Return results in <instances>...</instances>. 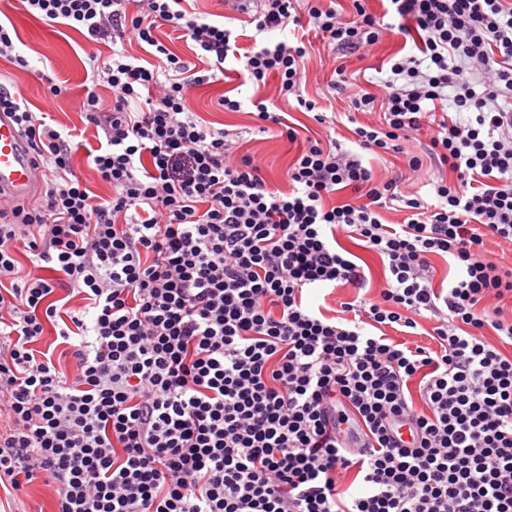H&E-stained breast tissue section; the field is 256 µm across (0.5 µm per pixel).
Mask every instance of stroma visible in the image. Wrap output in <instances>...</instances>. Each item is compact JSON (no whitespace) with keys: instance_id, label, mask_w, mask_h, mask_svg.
Returning a JSON list of instances; mask_svg holds the SVG:
<instances>
[{"instance_id":"stroma-1","label":"stroma","mask_w":512,"mask_h":512,"mask_svg":"<svg viewBox=\"0 0 512 512\" xmlns=\"http://www.w3.org/2000/svg\"><path fill=\"white\" fill-rule=\"evenodd\" d=\"M0 12L10 19L21 41L19 49L30 62L22 69L10 61L0 58V86L19 89L35 112L50 113L62 127L72 131L76 146L73 150V165L91 190L101 197H109L112 188L101 181L86 161L89 150L98 145L95 128L89 124L80 110L89 83L86 79V60L91 47L85 37L77 31L45 24L22 9L19 0H0ZM403 37L390 33L364 54H352L346 59L347 74L351 83L362 84L364 78L377 76L388 70L391 58L401 49ZM332 50L323 42H315L306 63V84L302 91L314 97L325 112L335 113V137L344 147H351L352 135L347 93L331 90L329 82L332 66L329 59ZM61 84L63 94L50 96L48 82ZM241 101L259 97L265 99L271 109L291 115L294 123L306 127L309 132H318V125L307 114L299 112L294 102L279 93L277 78H268L261 87L241 84L236 71L227 70L224 80L206 83L193 91V110L204 121L240 132L242 151L262 157L266 164L268 185L274 190L286 189V171L294 153L285 141L276 134L255 135L250 131L252 118L248 112H225L217 108L216 101L222 96Z\"/></svg>"}]
</instances>
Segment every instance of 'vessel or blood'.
Instances as JSON below:
<instances>
[{"mask_svg":"<svg viewBox=\"0 0 512 512\" xmlns=\"http://www.w3.org/2000/svg\"><path fill=\"white\" fill-rule=\"evenodd\" d=\"M42 179L19 129L0 115V202L29 197Z\"/></svg>","mask_w":512,"mask_h":512,"instance_id":"obj_1","label":"vessel or blood"}]
</instances>
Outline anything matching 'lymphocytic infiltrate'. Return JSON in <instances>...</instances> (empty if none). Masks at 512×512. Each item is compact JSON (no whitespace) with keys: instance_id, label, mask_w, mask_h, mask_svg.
Masks as SVG:
<instances>
[{"instance_id":"obj_1","label":"lymphocytic infiltrate","mask_w":512,"mask_h":512,"mask_svg":"<svg viewBox=\"0 0 512 512\" xmlns=\"http://www.w3.org/2000/svg\"><path fill=\"white\" fill-rule=\"evenodd\" d=\"M19 2L113 48L88 56L111 104L82 102L101 132L87 164L112 195L77 176L69 132L0 87L44 175L37 202L0 205V482H42L54 512H512V267L495 254L512 248V0H387L413 50L352 94L378 116L353 128L352 151L302 84L314 40L379 43L368 0L347 15L260 0L249 24L284 37L247 47L191 0ZM230 58L253 85L278 78L325 131L300 138L253 100L255 132L275 125L300 146L287 190L192 109L191 88ZM365 152L450 176L428 201ZM396 202L406 218L386 223ZM342 235L381 257L376 297ZM436 255L457 268L444 288ZM339 287L358 295L336 315L306 301ZM63 313L69 374L34 349ZM423 317L432 346L388 336Z\"/></svg>"}]
</instances>
